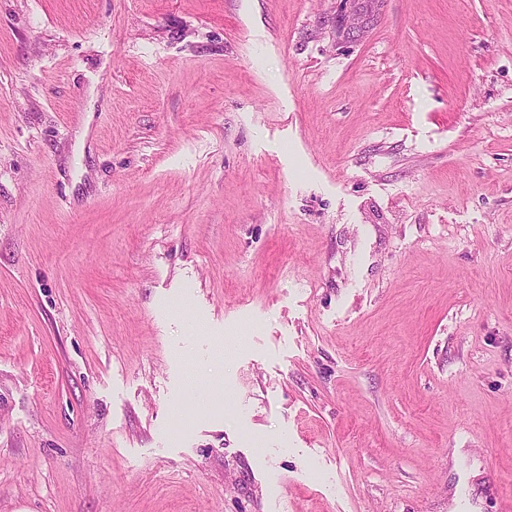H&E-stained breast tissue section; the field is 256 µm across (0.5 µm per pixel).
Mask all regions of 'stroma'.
Here are the masks:
<instances>
[{"mask_svg": "<svg viewBox=\"0 0 512 512\" xmlns=\"http://www.w3.org/2000/svg\"><path fill=\"white\" fill-rule=\"evenodd\" d=\"M0 512H512V0H0Z\"/></svg>", "mask_w": 512, "mask_h": 512, "instance_id": "1", "label": "stroma"}]
</instances>
